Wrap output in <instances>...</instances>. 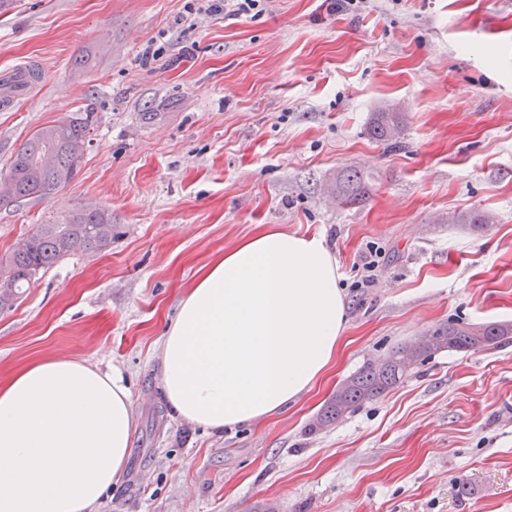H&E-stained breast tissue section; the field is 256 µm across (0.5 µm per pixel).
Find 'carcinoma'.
I'll use <instances>...</instances> for the list:
<instances>
[{"instance_id": "1", "label": "carcinoma", "mask_w": 512, "mask_h": 512, "mask_svg": "<svg viewBox=\"0 0 512 512\" xmlns=\"http://www.w3.org/2000/svg\"><path fill=\"white\" fill-rule=\"evenodd\" d=\"M94 126V113L72 112L63 120L37 129L11 157L7 175L14 191L9 204L23 200H46L68 187L78 175L87 137ZM403 113L382 108L372 113L369 134L389 148L401 147ZM336 201L351 206L365 200V177L355 168L336 174ZM492 222L485 213L448 216L450 224L481 228ZM112 223L105 208H82L58 224H40L0 258V309H9L22 296L23 288L41 272L74 254H102L110 251L98 233V226ZM437 343L421 348L415 362L405 360V347L392 349L383 359L368 362L350 375L351 383L331 398L317 418L316 426L326 427L343 419L364 403L398 387L419 364L445 349L467 352L498 346L512 336V323L481 325L450 322L427 332Z\"/></svg>"}]
</instances>
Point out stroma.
<instances>
[{
    "mask_svg": "<svg viewBox=\"0 0 512 512\" xmlns=\"http://www.w3.org/2000/svg\"><path fill=\"white\" fill-rule=\"evenodd\" d=\"M335 2L263 0L252 19L186 0L0 5V72L42 64L33 99L0 111V175L42 126L97 119L73 183L0 208V256L80 208L120 226L0 310V383L46 356L125 378L130 454L96 512H512V342L439 353L315 425L366 361L449 322L512 323V0ZM150 42L161 59H142ZM386 104L405 114L396 151L369 134ZM346 167L371 186L353 207L331 193ZM478 210L482 229L448 221ZM262 224L324 237L348 326L288 413L210 431L168 411L158 342L198 269ZM372 249L375 283L356 287Z\"/></svg>",
    "mask_w": 512,
    "mask_h": 512,
    "instance_id": "1",
    "label": "stroma"
}]
</instances>
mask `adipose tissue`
I'll return each instance as SVG.
<instances>
[{"label": "adipose tissue", "mask_w": 512, "mask_h": 512, "mask_svg": "<svg viewBox=\"0 0 512 512\" xmlns=\"http://www.w3.org/2000/svg\"><path fill=\"white\" fill-rule=\"evenodd\" d=\"M322 237L276 225L203 266L160 339L161 392L213 430L284 414L332 366L347 328ZM120 372L47 357L0 384V512H93L123 472L133 430Z\"/></svg>", "instance_id": "1"}]
</instances>
